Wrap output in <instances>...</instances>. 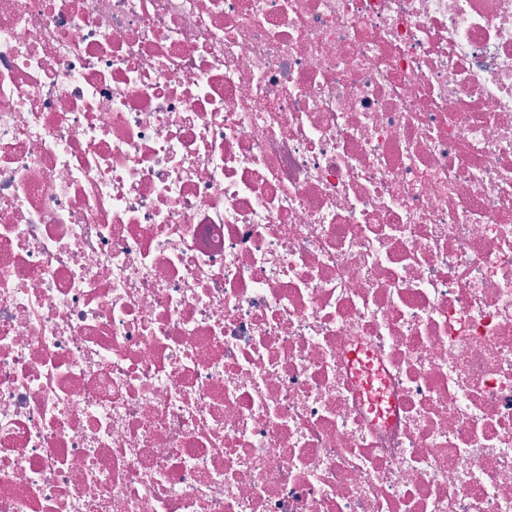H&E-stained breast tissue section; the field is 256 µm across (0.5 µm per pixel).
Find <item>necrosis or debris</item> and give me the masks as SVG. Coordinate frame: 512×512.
<instances>
[{
    "instance_id": "necrosis-or-debris-1",
    "label": "necrosis or debris",
    "mask_w": 512,
    "mask_h": 512,
    "mask_svg": "<svg viewBox=\"0 0 512 512\" xmlns=\"http://www.w3.org/2000/svg\"><path fill=\"white\" fill-rule=\"evenodd\" d=\"M0 512H512V0H0Z\"/></svg>"
}]
</instances>
